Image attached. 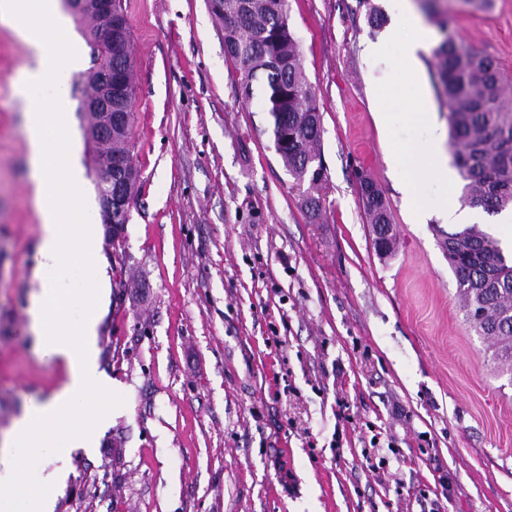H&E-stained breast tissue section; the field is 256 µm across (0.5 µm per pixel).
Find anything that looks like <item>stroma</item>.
<instances>
[{
  "label": "stroma",
  "mask_w": 512,
  "mask_h": 512,
  "mask_svg": "<svg viewBox=\"0 0 512 512\" xmlns=\"http://www.w3.org/2000/svg\"><path fill=\"white\" fill-rule=\"evenodd\" d=\"M420 86L432 121L378 117L372 89L402 80L405 41H385L393 0H288L322 114L326 200L310 218L276 155L269 117L245 102L207 0H123L135 63L136 204L95 356L121 414L65 467L55 512H512V374L468 323L437 241L445 184L397 150L452 166L438 94V29ZM384 25L371 29L368 5ZM458 39L493 57L512 105V0H437ZM383 42L380 56L365 52ZM27 46L0 27V439L67 379L27 331L41 229L13 87ZM61 104L97 201L89 118ZM382 191L395 250L379 256L358 193ZM415 199L407 201L403 182Z\"/></svg>",
  "instance_id": "obj_1"
}]
</instances>
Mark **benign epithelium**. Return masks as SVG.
<instances>
[{"mask_svg": "<svg viewBox=\"0 0 512 512\" xmlns=\"http://www.w3.org/2000/svg\"><path fill=\"white\" fill-rule=\"evenodd\" d=\"M68 9L85 19L94 22V30L89 44L92 48V82L86 84L81 98V110L91 117L88 138L97 145L106 147V152L95 168L99 187L100 221L105 228L106 238L115 242L122 237L117 225L112 223L113 205L120 210L129 208L130 194L121 189H112V172L124 168H134L131 158H112V122L128 118L125 112L112 111L113 91H122L131 97L127 84L113 85L112 81V39L124 34L119 24L112 22L113 0H67Z\"/></svg>", "mask_w": 512, "mask_h": 512, "instance_id": "benign-epithelium-1", "label": "benign epithelium"}]
</instances>
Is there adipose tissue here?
I'll use <instances>...</instances> for the list:
<instances>
[{
    "instance_id": "ef3b65f1",
    "label": "adipose tissue",
    "mask_w": 512,
    "mask_h": 512,
    "mask_svg": "<svg viewBox=\"0 0 512 512\" xmlns=\"http://www.w3.org/2000/svg\"><path fill=\"white\" fill-rule=\"evenodd\" d=\"M0 25L11 29L32 53L16 84L26 101L24 127L28 138V177L41 222L32 276L35 290L29 307V332L37 351L68 368L66 384L44 401L32 403L15 421L8 452L0 458V512H54L55 497L33 490L29 475L34 461L58 443L86 448L91 431L103 427L108 408L119 392L118 383L99 371L90 350L97 339L91 311L103 309L110 283L98 260L99 227L81 197L84 176L72 157L68 116L57 109L68 92L79 54L61 42L65 22L54 0H0ZM91 265V287L74 293L48 278V271L72 274ZM99 395L98 404L83 416L84 429L74 427L66 409L74 396Z\"/></svg>"
}]
</instances>
